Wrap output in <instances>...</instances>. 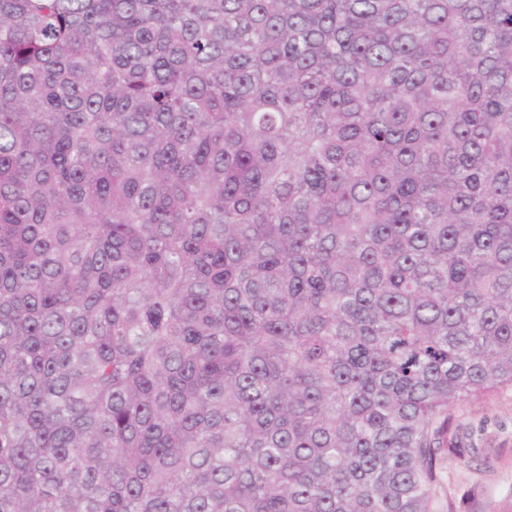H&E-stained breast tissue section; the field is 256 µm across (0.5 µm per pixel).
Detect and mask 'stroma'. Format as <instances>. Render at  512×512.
I'll use <instances>...</instances> for the list:
<instances>
[{
  "label": "stroma",
  "mask_w": 512,
  "mask_h": 512,
  "mask_svg": "<svg viewBox=\"0 0 512 512\" xmlns=\"http://www.w3.org/2000/svg\"><path fill=\"white\" fill-rule=\"evenodd\" d=\"M432 512H512V387L448 412Z\"/></svg>",
  "instance_id": "35a3bbf8"
}]
</instances>
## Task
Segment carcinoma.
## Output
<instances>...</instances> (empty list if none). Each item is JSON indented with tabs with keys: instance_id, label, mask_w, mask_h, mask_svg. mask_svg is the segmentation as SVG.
I'll use <instances>...</instances> for the list:
<instances>
[{
	"instance_id": "1",
	"label": "carcinoma",
	"mask_w": 512,
	"mask_h": 512,
	"mask_svg": "<svg viewBox=\"0 0 512 512\" xmlns=\"http://www.w3.org/2000/svg\"><path fill=\"white\" fill-rule=\"evenodd\" d=\"M512 387V0H0V512H431Z\"/></svg>"
}]
</instances>
